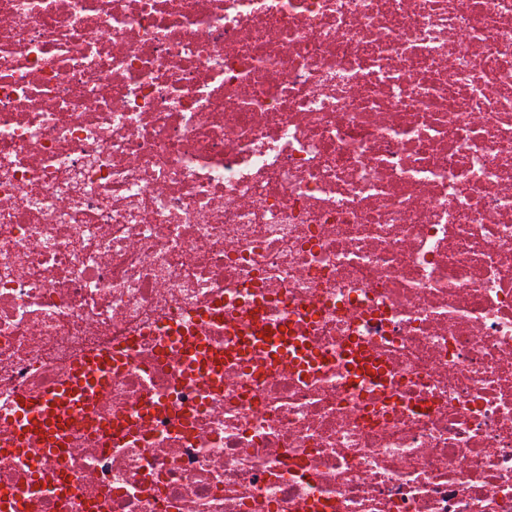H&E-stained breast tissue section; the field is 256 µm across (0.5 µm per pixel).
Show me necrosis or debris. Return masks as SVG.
<instances>
[{
  "label": "necrosis or debris",
  "instance_id": "obj_1",
  "mask_svg": "<svg viewBox=\"0 0 512 512\" xmlns=\"http://www.w3.org/2000/svg\"><path fill=\"white\" fill-rule=\"evenodd\" d=\"M4 491L512 512V0H0ZM106 372L102 371H86L81 370L79 372V380L76 384L81 390L85 391L82 394L81 403L85 407H89L93 399L101 392L103 383L105 380ZM91 379H94V383H91ZM72 392H57L50 398L41 402L40 408L36 411V416L31 420V428L38 430L44 450L55 449L57 447V427L62 411L71 403Z\"/></svg>",
  "mask_w": 512,
  "mask_h": 512
}]
</instances>
